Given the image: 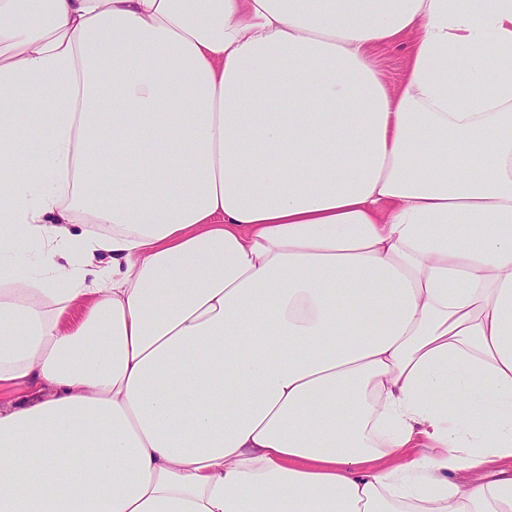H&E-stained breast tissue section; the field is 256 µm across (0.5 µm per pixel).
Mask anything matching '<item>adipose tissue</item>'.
Returning a JSON list of instances; mask_svg holds the SVG:
<instances>
[{"instance_id": "obj_1", "label": "adipose tissue", "mask_w": 512, "mask_h": 512, "mask_svg": "<svg viewBox=\"0 0 512 512\" xmlns=\"http://www.w3.org/2000/svg\"><path fill=\"white\" fill-rule=\"evenodd\" d=\"M511 62L512 0H0V512H512ZM408 43L380 49L378 59L385 78L393 85L399 83L406 66Z\"/></svg>"}]
</instances>
